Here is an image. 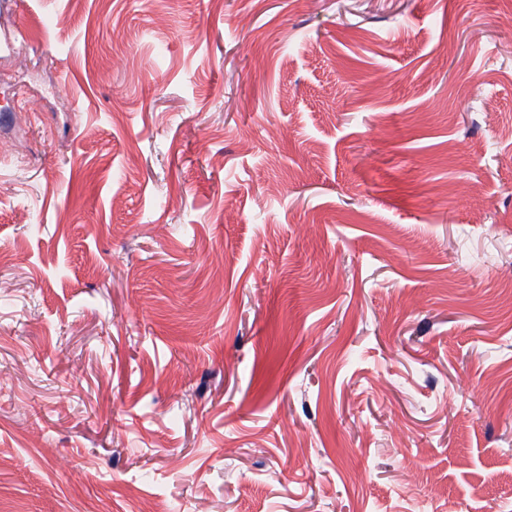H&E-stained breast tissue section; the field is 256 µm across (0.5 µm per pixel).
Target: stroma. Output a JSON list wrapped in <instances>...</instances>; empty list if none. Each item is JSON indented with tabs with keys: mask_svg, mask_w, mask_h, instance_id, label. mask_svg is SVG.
Returning <instances> with one entry per match:
<instances>
[{
	"mask_svg": "<svg viewBox=\"0 0 512 512\" xmlns=\"http://www.w3.org/2000/svg\"><path fill=\"white\" fill-rule=\"evenodd\" d=\"M0 512H512V0H0Z\"/></svg>",
	"mask_w": 512,
	"mask_h": 512,
	"instance_id": "1",
	"label": "stroma"
}]
</instances>
